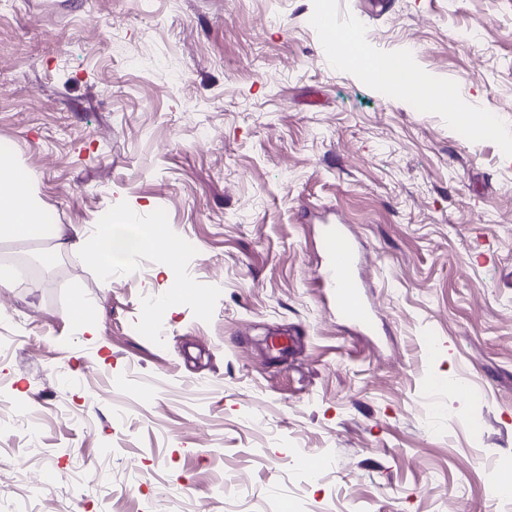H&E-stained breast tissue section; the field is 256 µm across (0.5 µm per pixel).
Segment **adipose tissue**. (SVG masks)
I'll list each match as a JSON object with an SVG mask.
<instances>
[{
	"mask_svg": "<svg viewBox=\"0 0 512 512\" xmlns=\"http://www.w3.org/2000/svg\"><path fill=\"white\" fill-rule=\"evenodd\" d=\"M40 211L27 181L14 162L0 163V234L28 237L39 233ZM59 248L89 249L96 264L105 270L125 264L143 251H167L171 243L153 224L132 223L129 216H119L94 242H87L80 228H73L69 238L59 241Z\"/></svg>",
	"mask_w": 512,
	"mask_h": 512,
	"instance_id": "obj_1",
	"label": "adipose tissue"
}]
</instances>
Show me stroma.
I'll use <instances>...</instances> for the list:
<instances>
[{
	"label": "stroma",
	"instance_id": "35a3bbf8",
	"mask_svg": "<svg viewBox=\"0 0 512 512\" xmlns=\"http://www.w3.org/2000/svg\"><path fill=\"white\" fill-rule=\"evenodd\" d=\"M325 12L454 111L339 62ZM1 144L55 234L129 213L173 248L0 238L57 271L0 290V512H512V0H0ZM325 224L373 329L319 285ZM166 266L193 293L152 334ZM399 65V77L394 84L401 93L412 94L423 92L437 100H444L448 97V95L441 90L428 87L431 85V82L425 76L420 75L411 64L401 62ZM394 84H390V86L394 87Z\"/></svg>",
	"mask_w": 512,
	"mask_h": 512
}]
</instances>
